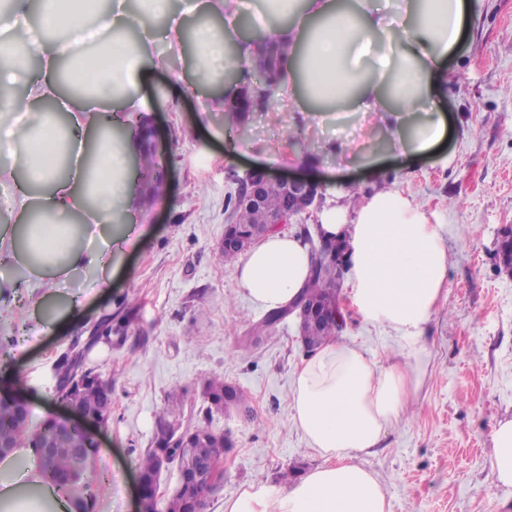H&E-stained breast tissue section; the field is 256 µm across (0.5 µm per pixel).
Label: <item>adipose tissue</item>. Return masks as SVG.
<instances>
[{
	"mask_svg": "<svg viewBox=\"0 0 512 512\" xmlns=\"http://www.w3.org/2000/svg\"><path fill=\"white\" fill-rule=\"evenodd\" d=\"M11 0L0 12V181L16 186L14 223L0 225V289L24 285L42 309L60 280L99 272L112 258V217L130 208L134 134L116 139L121 113L138 108L143 73L162 67L143 38L155 21L173 47L192 42L194 65L224 111L241 96L228 81V53L251 62L267 46L289 45L278 69L295 111L333 106L371 112L391 145L424 152L446 134L437 99L445 62L459 44L469 0ZM193 16L186 25L184 16ZM251 35L241 38L242 17ZM223 19L215 30L211 19ZM38 59L22 80L17 56ZM318 232L344 239L350 305L387 330L396 352L379 360L353 343L330 340L295 371L293 420L323 459L284 488L249 484L224 512H387L379 477L357 461L416 402L427 375L426 328L444 290L448 253L440 225L398 189H377L355 208L330 205ZM240 294L256 309L287 308L310 272L308 243L275 230L236 267ZM489 475L512 487V418L491 433Z\"/></svg>",
	"mask_w": 512,
	"mask_h": 512,
	"instance_id": "adipose-tissue-1",
	"label": "adipose tissue"
}]
</instances>
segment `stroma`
<instances>
[{
	"label": "stroma",
	"instance_id": "1",
	"mask_svg": "<svg viewBox=\"0 0 512 512\" xmlns=\"http://www.w3.org/2000/svg\"><path fill=\"white\" fill-rule=\"evenodd\" d=\"M473 2L446 61L448 136L408 157L372 137L370 118L344 112L324 130L289 111L284 92L226 128L223 113L206 108L191 44L169 47L160 27L151 29L149 50L166 65L144 73L137 95L166 163L156 194L153 175L137 169L139 206L113 217L136 225L134 242L113 248L108 288L95 290L97 273L79 270L43 313L26 299L4 302L12 334L0 350V394L27 401L32 432L48 419L81 420L54 393V363L83 331L70 321L68 298L91 294L85 323L107 311L116 320L135 314L122 340L87 355L112 384V412L84 472L93 512H137V463L163 411L174 424H206L232 442L202 512H224L249 483L278 487L289 468L322 462L292 419V376L305 354L295 322L252 340L264 313L239 294L236 265L221 252L227 205L256 169L306 177L322 185L324 200L351 206L356 195L397 187L434 213L449 263L427 329L429 370L408 415L357 460L381 479L388 512H512V488L492 485L487 468L492 429L512 416V276L493 258L499 230L512 226V0ZM340 337L380 359L396 348L349 309ZM215 376L243 390L250 414H206L201 390ZM176 387L185 391L178 404L167 400Z\"/></svg>",
	"mask_w": 512,
	"mask_h": 512
}]
</instances>
